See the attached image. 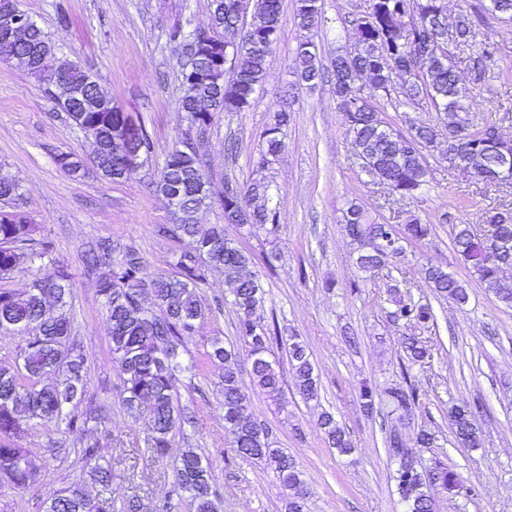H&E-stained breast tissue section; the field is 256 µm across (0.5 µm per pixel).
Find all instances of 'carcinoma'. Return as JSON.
Wrapping results in <instances>:
<instances>
[{
  "mask_svg": "<svg viewBox=\"0 0 512 512\" xmlns=\"http://www.w3.org/2000/svg\"><path fill=\"white\" fill-rule=\"evenodd\" d=\"M281 0H252L253 24L263 30L261 38L248 32L236 50V68L230 79L216 83L202 81L194 94L181 99L183 119L204 129L211 125L214 112L195 111L196 100H210L215 112H242L250 107L254 95L264 86L267 62L272 45L277 43L281 26ZM367 20H350L354 31V47L339 54L334 61L333 91L347 130L368 166L365 172L389 193L401 199L416 196L430 176L425 151L433 147L438 133L436 126L422 124L408 134L392 125L379 128L385 121L378 99L401 105L423 100L439 112L442 132L448 135V151L454 153L453 165L471 169V174L492 182L491 170L504 155H512V139H505L494 120L481 126L473 124L474 103L466 89L459 85L455 64L450 54L433 51L446 23L438 16L437 0H368ZM319 0H296L295 23L302 31L317 27L321 21ZM239 0H210V26L231 28L238 23ZM512 20V0H478L457 18V47L476 43L488 21ZM52 46L46 33L35 27L26 50L34 59L28 74L38 82L45 80L41 65L44 50ZM15 43L0 38V62H7L23 50ZM496 47L483 44L472 58L473 83L489 81L494 66ZM296 72L306 82L321 80L324 72L315 45L308 39L295 49ZM408 73L403 98L393 99L395 79ZM70 83L86 86L93 76L79 62L70 61L67 71ZM68 113L71 122L90 131L100 146L96 168L109 180H116L123 160L136 153L153 152L149 135L119 146L112 140V129L121 122L125 112L114 110L83 111L75 101ZM288 123V114L274 112L267 129L266 146L256 159V168L263 171L272 163L282 147L279 134ZM55 162L73 177L83 176L84 161L67 152L55 156ZM173 183L186 195H194L213 184L201 159L171 148L154 179L155 190L164 194ZM269 185L257 182L240 186L238 194L217 200L226 214L247 210L253 216L249 228H261L279 222L277 209L269 206ZM173 222L159 226L158 234L185 243L177 257L172 274L147 273L142 257L130 249L121 252L108 239L98 240L86 253L87 271L100 265L117 267L115 275L101 279L97 292L101 297L109 323V343L113 361L121 381L122 404L134 414L147 405L151 437L149 452L160 458L167 454L172 435L189 421L175 398L179 373L201 369L208 363L224 365V429L233 438L237 454L246 459L265 460L274 466L279 483L288 491L287 512H304L306 491L296 460L271 447L268 431L250 419L240 389L239 352L226 348L214 338L201 361L183 366L179 348L186 336L192 335L204 319L205 310L196 288L211 269L224 273V282L231 288L233 302L239 313L237 331L247 348L249 376L252 383L267 397L286 405L283 374L276 361L270 359L271 347L280 340L277 330L258 324L253 316L264 301L258 277L248 273L250 256L224 237V225L202 227L197 212L183 209L172 212ZM343 230L355 245V262L359 269L378 277H391L388 262L404 252L403 242L422 241L432 227L413 218L404 224H377L357 204L343 212ZM33 222L0 220V277L26 266L37 274L29 290L22 296L0 289V335L36 329L29 336L14 362L0 365V487L14 492L34 484L32 471L37 466L21 441L29 428L64 426L70 432L81 428L91 432L97 428L101 413L89 397L88 379L80 346L71 336L72 325L66 313L54 318L44 317L46 296L53 295L66 306L72 295L70 274L60 266L45 243L35 238ZM454 251L476 276L486 291L507 305L512 304V288L506 285L512 271V210L487 211L480 224H456L452 229ZM425 286L437 296L463 304L468 299L466 288L440 266L421 269ZM153 289V303L142 304L139 289ZM393 323L403 322L427 327L434 321L430 304L422 302L406 288L393 294ZM406 357L418 362L430 356L431 348L417 336L401 341ZM289 364L294 371L295 386L301 398H317V375L306 345L297 336L288 338ZM387 396L400 416H409L419 407L420 393L409 384L387 391ZM85 411H79L80 405ZM472 410L458 408L451 422L458 440L471 448L481 438L471 422ZM319 425L330 447L344 454L350 441L330 413H323ZM90 465L92 480L106 488L112 476V465L99 464L103 448L89 442L81 450ZM211 471L208 463L193 449L181 454L174 467L176 489L189 494L194 512H217L211 499ZM407 512H433L431 489L440 486L448 491L456 487V472L437 466L429 472L417 464H398L394 473ZM45 512H108L106 506L92 502L84 488L74 484L47 504Z\"/></svg>",
  "mask_w": 512,
  "mask_h": 512,
  "instance_id": "1",
  "label": "carcinoma"
}]
</instances>
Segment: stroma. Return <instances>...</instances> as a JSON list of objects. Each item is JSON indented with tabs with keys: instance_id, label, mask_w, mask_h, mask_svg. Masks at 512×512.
Segmentation results:
<instances>
[{
	"instance_id": "obj_1",
	"label": "stroma",
	"mask_w": 512,
	"mask_h": 512,
	"mask_svg": "<svg viewBox=\"0 0 512 512\" xmlns=\"http://www.w3.org/2000/svg\"><path fill=\"white\" fill-rule=\"evenodd\" d=\"M366 5L367 0H323L322 21L309 33L323 64L352 47L353 32L344 18ZM21 6L61 51L91 70L125 111L141 117L155 153L149 168L119 182L91 169L73 179L56 165L55 157L61 152L88 156L89 142L27 70L0 63V174L20 182L25 210L38 225L39 238L73 276L66 310L83 349L89 393L102 410L90 436L33 426L23 444L40 465V478L23 492L0 488V512H44L50 499L76 483L98 498L99 487L80 455L91 438L109 450L112 512H123L132 497L140 501L141 512H156L171 495L177 498L175 512H194L188 495H175L173 484V466L188 448L212 467L211 490L219 512H284L286 492L270 465L238 456L224 429L222 365L180 374L178 403L193 422L173 435L166 457L148 455L149 416L144 410L127 413L122 404L105 310L97 294L98 277L107 276L111 268L105 265L90 273L84 264L89 245L109 238L139 253L149 272L173 270L180 245L155 233L156 226L170 223L171 215L151 186L181 134L180 65L167 32L177 23L187 30L206 26L208 0H21ZM294 8L295 0H281V36L268 58L264 87L250 108L218 113L206 131L193 136L215 185L227 179L241 185L254 182L253 161L265 143L269 114L282 91L290 93L283 148L264 174L271 203L280 212L278 224L252 232L225 223L216 205L202 209L198 221L223 225L225 237L252 256L250 269L266 292L254 318L307 345L319 375V395L308 402L301 399L286 352L278 348L274 357L284 366L286 408H278L253 385L245 360L240 363L244 398L255 421L269 428L273 447L300 463L309 488L308 512H404L391 477L396 464L385 444L395 425L421 466L438 462L463 477L459 489L436 491L434 512H512V307L470 276L451 241L453 225L477 224L484 211L512 208V184L489 185L449 168L442 136L427 153L430 183L410 200L388 196L355 159L331 84L298 81L293 59L300 31ZM486 40L497 49L488 86L471 80L469 59L476 48L454 51L453 60L462 85L479 104L474 123L496 119L501 133L512 139V24L493 22ZM230 140L238 145L232 157L224 151ZM351 201L364 205L380 224L416 217L433 227L425 241L406 245L392 277L415 282V295L430 300L434 309V324L419 332L431 348L424 361L408 362L400 347L401 336L410 329L388 317V280L367 279L353 262V247L340 225L341 211ZM272 252L279 258L270 268L265 256ZM431 263L463 282L469 295L465 304L433 298L420 285V270ZM198 293L206 318L185 339L183 360L201 359L216 337L244 350L223 275L209 274ZM367 383L382 389L410 383L423 391L409 424L397 425L385 400L377 402L374 415L364 414L357 398ZM477 401L484 405L474 416L482 444L465 448L454 437L448 411ZM325 412L351 440L350 453L327 447L318 425ZM423 430L434 434L432 447L416 446V435Z\"/></svg>"
}]
</instances>
